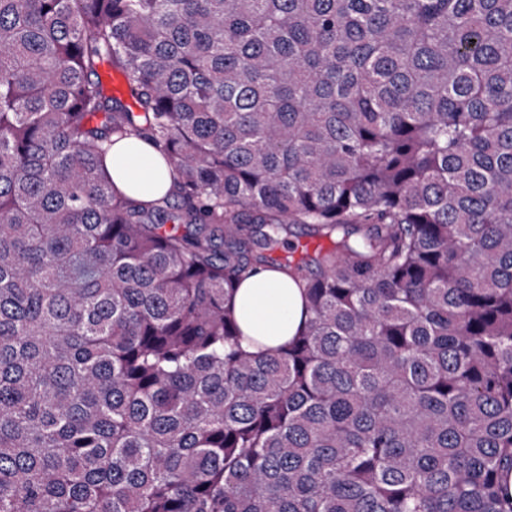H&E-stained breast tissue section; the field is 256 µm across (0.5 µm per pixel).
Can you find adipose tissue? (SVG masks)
Segmentation results:
<instances>
[{
  "mask_svg": "<svg viewBox=\"0 0 512 512\" xmlns=\"http://www.w3.org/2000/svg\"><path fill=\"white\" fill-rule=\"evenodd\" d=\"M105 169L118 192L140 201L160 198L173 185L160 153L141 141H115ZM232 302L245 343L257 355L287 344L306 321L302 292L282 272L258 271L239 285Z\"/></svg>",
  "mask_w": 512,
  "mask_h": 512,
  "instance_id": "ef3b65f1",
  "label": "adipose tissue"
}]
</instances>
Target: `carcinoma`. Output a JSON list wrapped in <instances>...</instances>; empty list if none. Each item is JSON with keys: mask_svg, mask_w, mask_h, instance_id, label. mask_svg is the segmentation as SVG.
<instances>
[{"mask_svg": "<svg viewBox=\"0 0 512 512\" xmlns=\"http://www.w3.org/2000/svg\"><path fill=\"white\" fill-rule=\"evenodd\" d=\"M259 269L307 321L255 356ZM507 469L512 0H0V512H512ZM105 169L118 192L140 201L160 198L173 185L160 153L135 139L115 141L106 156ZM232 302L244 344L256 355L287 344L307 319L301 289L282 272L259 270L239 285Z\"/></svg>", "mask_w": 512, "mask_h": 512, "instance_id": "cac0c4a2", "label": "carcinoma"}]
</instances>
